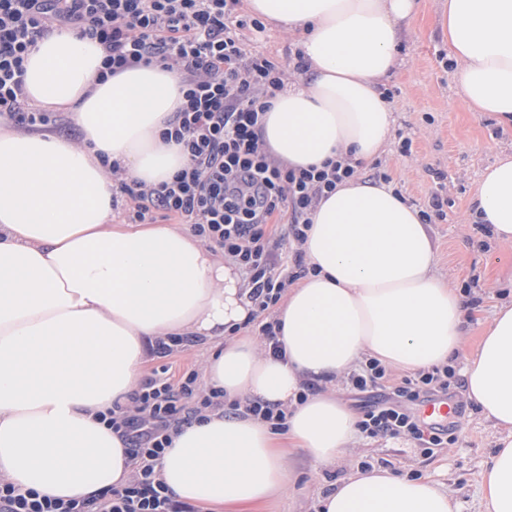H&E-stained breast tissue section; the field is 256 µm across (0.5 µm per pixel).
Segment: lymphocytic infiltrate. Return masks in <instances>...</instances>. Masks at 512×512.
Returning <instances> with one entry per match:
<instances>
[{
    "mask_svg": "<svg viewBox=\"0 0 512 512\" xmlns=\"http://www.w3.org/2000/svg\"><path fill=\"white\" fill-rule=\"evenodd\" d=\"M240 0H0V118L24 131L46 130L48 113L23 104V63L37 37L76 28L105 49L107 73L140 63L177 71L184 102L163 133L182 145L188 165L171 181L155 187L123 179L118 164L107 169L119 194L129 199L134 222L155 216L190 225L196 236L221 250L245 274L259 332L273 354H280L272 309L288 284L309 272L301 252L285 258L271 227H288L286 239L301 243L309 215L325 193L357 177L350 163L294 170L275 159L258 135L260 113L307 69L304 60L284 67L251 52L242 31H263L258 17L239 15ZM450 368L421 371L395 384L378 360H366L348 378L359 392L380 391L366 406L358 426L363 433L409 435L424 449L454 441L456 425L426 423L411 406L452 396ZM219 391L201 393L196 371L179 378L153 370L136 391L133 404L109 413L108 424L125 438L134 470L128 483L92 500L51 499L19 492L0 481V512H196L176 500L160 479L156 464L171 445V432L214 406Z\"/></svg>",
    "mask_w": 512,
    "mask_h": 512,
    "instance_id": "f902f5d3",
    "label": "lymphocytic infiltrate"
}]
</instances>
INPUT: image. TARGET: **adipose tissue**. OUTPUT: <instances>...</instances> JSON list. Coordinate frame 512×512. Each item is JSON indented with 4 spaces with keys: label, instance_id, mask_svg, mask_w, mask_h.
Returning a JSON list of instances; mask_svg holds the SVG:
<instances>
[{
    "label": "adipose tissue",
    "instance_id": "obj_1",
    "mask_svg": "<svg viewBox=\"0 0 512 512\" xmlns=\"http://www.w3.org/2000/svg\"><path fill=\"white\" fill-rule=\"evenodd\" d=\"M247 5L283 25L309 65L261 117L272 155L293 168L375 160L393 123L382 84L419 0ZM439 24L472 109L512 127V0H448ZM104 56L98 40L62 29L25 61L26 102L70 112L80 141L0 127V480L64 500L125 485L128 446L102 417L131 404L152 347L169 336L205 346V390L284 409L311 466L344 459L359 428L339 378L369 358L414 372L448 365L461 347L467 306L435 275L418 208L356 178L319 202L300 245L310 272L276 313L285 356L273 357L257 337L232 335L252 311L247 287L187 227L110 223L102 158L148 187L188 159L161 137L183 103L179 74L138 64L104 80ZM475 203L476 220L511 243L512 154L482 173ZM465 376L468 400L497 432L483 512H512V304L484 327ZM171 439L157 470L177 500L236 512L292 490L290 457L251 415L208 409ZM317 512L459 510L431 479L373 469L345 478Z\"/></svg>",
    "mask_w": 512,
    "mask_h": 512
}]
</instances>
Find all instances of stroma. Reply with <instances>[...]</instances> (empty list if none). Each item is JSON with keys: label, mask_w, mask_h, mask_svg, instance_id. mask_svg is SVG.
Returning a JSON list of instances; mask_svg holds the SVG:
<instances>
[{"label": "stroma", "mask_w": 512, "mask_h": 512, "mask_svg": "<svg viewBox=\"0 0 512 512\" xmlns=\"http://www.w3.org/2000/svg\"><path fill=\"white\" fill-rule=\"evenodd\" d=\"M448 0H420L419 12L402 26V65L384 87L392 93L395 122L391 144L374 163L360 166L365 182L377 172L390 175L394 188L420 209L433 198L443 201L445 217L432 224L437 275L469 295L462 358L453 365L461 372L464 358L474 355L479 336L494 312L512 301V243H500L490 225L477 223L473 197L481 172L498 153L512 149V127L499 125L491 114L473 111L463 99L452 69L441 61L448 36L438 23ZM412 137L411 156L395 145ZM459 407L455 442L424 453L411 437L360 436L343 462L314 468L296 461L298 481L290 496L256 508L255 512H316L319 496L334 490L362 462L409 477H427L444 485L460 512H480L481 473L494 449L495 432L480 410L455 390Z\"/></svg>", "instance_id": "1"}]
</instances>
